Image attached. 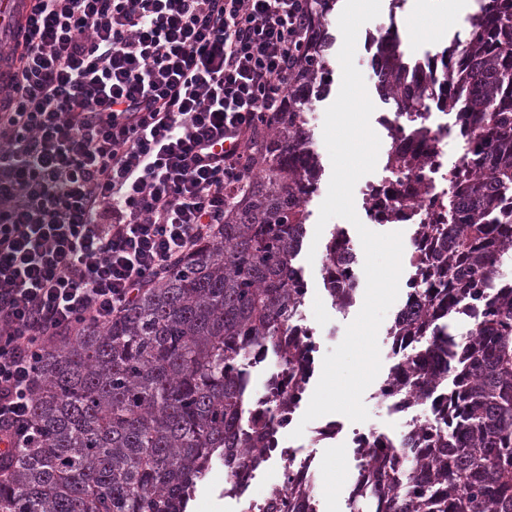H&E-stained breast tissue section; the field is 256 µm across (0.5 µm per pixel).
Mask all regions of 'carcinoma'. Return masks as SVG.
Here are the masks:
<instances>
[{
	"label": "carcinoma",
	"mask_w": 512,
	"mask_h": 512,
	"mask_svg": "<svg viewBox=\"0 0 512 512\" xmlns=\"http://www.w3.org/2000/svg\"><path fill=\"white\" fill-rule=\"evenodd\" d=\"M336 3H312L286 103L256 137L257 176L233 191L224 223L126 314L44 350L32 409L40 447L0 480V512H186L214 459H224L230 479L240 465L263 462L256 449L268 447L286 401L275 396L270 417L252 416L244 366L261 348L291 374L302 354L283 349L280 336L304 298L300 204L321 176L306 156L303 90L329 85L335 38L326 17ZM381 58L393 104L420 111L424 91L401 84L399 36L385 37ZM433 64L447 84L442 111L495 152V163L451 173L448 218L460 198L467 222L425 225L409 285L430 304L394 336L448 357L447 424L425 454L377 459L353 512H380L381 503L385 512H512V275L502 273L512 269V222L495 217L500 198L512 197V0H478L465 40ZM421 162L390 157L398 168ZM469 301L473 328L459 338L452 324ZM428 384L411 363L381 392L409 396ZM310 498L298 484L265 512H310Z\"/></svg>",
	"instance_id": "cac0c4a2"
}]
</instances>
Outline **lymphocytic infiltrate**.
<instances>
[{"instance_id": "f902f5d3", "label": "lymphocytic infiltrate", "mask_w": 512, "mask_h": 512, "mask_svg": "<svg viewBox=\"0 0 512 512\" xmlns=\"http://www.w3.org/2000/svg\"><path fill=\"white\" fill-rule=\"evenodd\" d=\"M312 0H27L0 48V477L38 360L106 326L224 221Z\"/></svg>"}]
</instances>
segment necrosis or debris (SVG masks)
<instances>
[{
  "mask_svg": "<svg viewBox=\"0 0 512 512\" xmlns=\"http://www.w3.org/2000/svg\"><path fill=\"white\" fill-rule=\"evenodd\" d=\"M434 112H389L379 116L378 122L386 132L381 141L382 164L373 179L365 181L359 190L360 215L372 224H405L410 226L412 240H419L422 225L434 223L438 213L448 209V173L470 161L490 164L474 141L451 136L447 125L435 122ZM407 152L420 151L424 161L420 168L407 171L391 168L387 162L394 148ZM307 388H289L283 369L268 371L262 389L252 393V411L262 417L267 413L273 396L293 397L302 403ZM437 391L416 394L406 400L388 397L392 413L402 419L405 432L416 433L433 426L441 417L436 406ZM296 425L295 413H282L275 422L270 445L261 449L266 463L279 465L280 481L272 493L287 494L291 484L312 480L310 466L313 456L303 445L291 441ZM339 453H352L356 460L358 477L372 479L376 458L394 457L400 450L395 435L387 432L352 430L346 438L336 440Z\"/></svg>",
  "mask_w": 512,
  "mask_h": 512,
  "instance_id": "necrosis-or-debris-1",
  "label": "necrosis or debris"
}]
</instances>
